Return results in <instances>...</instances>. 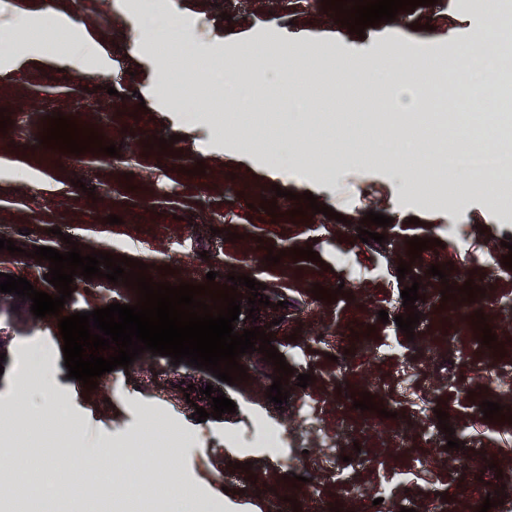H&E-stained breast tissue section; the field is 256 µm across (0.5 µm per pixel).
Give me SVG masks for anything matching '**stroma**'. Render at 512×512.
<instances>
[{"label": "stroma", "instance_id": "1", "mask_svg": "<svg viewBox=\"0 0 512 512\" xmlns=\"http://www.w3.org/2000/svg\"><path fill=\"white\" fill-rule=\"evenodd\" d=\"M145 8L188 28L192 43L217 54L238 47L267 68L256 54L259 44L281 42L306 50L318 43L312 66L288 63L291 98L303 100L307 120L295 122L281 107L280 88L258 89L262 110L224 115L197 112V133L183 136L186 112L169 111L155 91L154 46L133 45L134 0H9L17 17L47 12L66 14L83 26L109 63L81 73L58 67L51 52L12 63L10 42L0 43V108L11 123L0 132V237L35 242L67 252L64 237L78 241L82 253L108 252L147 264L154 281L202 284L208 272L226 284L229 275H246L276 290L286 306L272 346L283 354L289 375L287 402L277 406L266 392L274 368L260 353L245 354L248 381L221 384L207 370L172 366L165 356L142 353L128 369H115L87 390L69 378L64 365L58 319L30 318L19 325L0 318L6 359L0 364V407L15 392L29 348L44 351L55 372V393L65 414L82 421L85 451L121 448L141 429L146 408H154L157 430L179 429L189 442L169 468L177 482L194 488L192 512H252L279 506L283 498L306 506L317 492L324 508L339 512H423L435 494L447 497V512H478L486 496H512V423L484 419L489 400L512 409V377L498 373L512 365V320L501 311L512 299V269L502 263L512 243V211L501 208L480 178L457 170L454 188L437 191L438 174H419L415 191L399 189L385 166L357 164L323 172L296 163L279 166L281 147L313 156L335 153L341 141L371 131L383 141L406 143L413 135L412 113L423 101L392 108L399 60L421 69L425 81L441 80L464 50L480 54L495 32L496 15L485 0H436L398 12L395 20L349 33L321 0H143ZM382 72L362 93L348 91L347 69ZM61 114L78 127L102 134L104 144L120 145L119 156L74 155L40 145L48 117ZM174 142L160 149L166 137ZM236 148L254 150L245 166L233 160ZM204 174H196L197 165ZM94 195H87V188ZM312 193L323 214L295 215L298 194ZM275 204V215L266 205ZM393 222L384 242H363L358 227L367 212ZM121 217L109 224L108 215ZM235 240H227V233ZM431 240L420 258L410 259L408 242ZM312 247L317 261L292 258L293 248ZM281 253L278 264L267 252ZM410 261V272L397 267ZM451 264L446 279L429 275L430 266ZM481 287L474 308L484 314L495 345L463 333L460 298L443 299L444 285L465 281ZM321 284L335 300L316 299ZM418 284L421 319L406 337L392 318L406 314L401 290ZM64 314L113 303L135 304L134 290L107 279L75 277ZM389 323H380L379 311ZM416 368L420 397L398 387L401 366ZM313 376L307 387L300 374ZM191 384L183 393V384ZM221 388L236 404L225 420L194 419L193 403L206 386ZM367 392L377 408L353 406ZM389 417H381L380 409ZM448 413L456 430L466 428L481 452L465 465L461 452L432 447L426 430H438L436 410ZM282 434L277 451L261 447L268 431ZM364 458L346 480L324 468L327 456ZM412 470V481H401ZM381 504H374L378 489Z\"/></svg>", "mask_w": 512, "mask_h": 512}]
</instances>
